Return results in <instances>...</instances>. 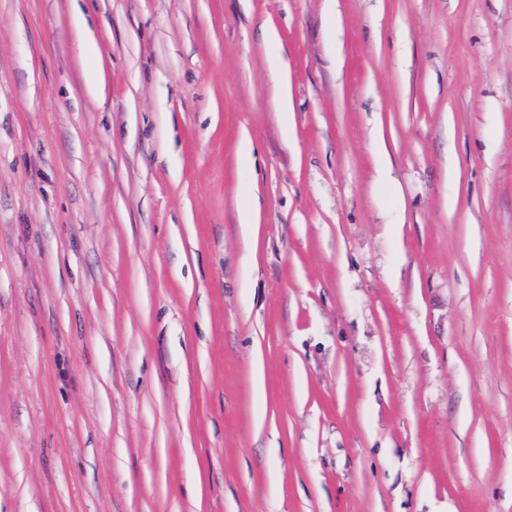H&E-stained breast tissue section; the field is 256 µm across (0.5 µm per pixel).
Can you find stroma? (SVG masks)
I'll list each match as a JSON object with an SVG mask.
<instances>
[{"instance_id":"obj_1","label":"stroma","mask_w":512,"mask_h":512,"mask_svg":"<svg viewBox=\"0 0 512 512\" xmlns=\"http://www.w3.org/2000/svg\"><path fill=\"white\" fill-rule=\"evenodd\" d=\"M0 512H512V0H0Z\"/></svg>"}]
</instances>
